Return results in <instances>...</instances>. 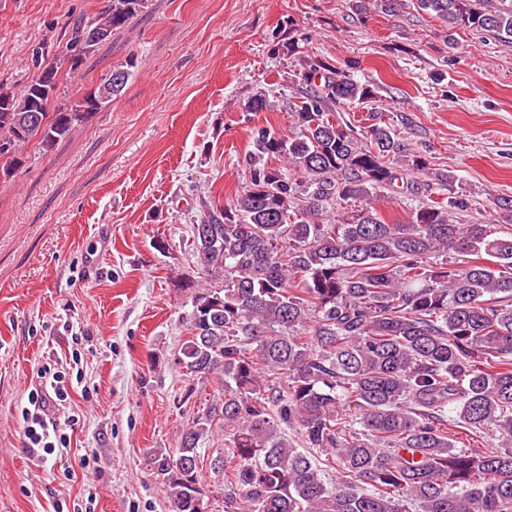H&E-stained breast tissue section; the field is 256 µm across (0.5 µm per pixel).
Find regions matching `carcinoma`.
I'll list each match as a JSON object with an SVG mask.
<instances>
[{
  "mask_svg": "<svg viewBox=\"0 0 512 512\" xmlns=\"http://www.w3.org/2000/svg\"><path fill=\"white\" fill-rule=\"evenodd\" d=\"M148 5L108 0L78 15L66 51L83 47L90 20L112 35ZM414 5L448 30L512 40V3ZM372 6L392 13L400 0L354 4L361 14ZM44 45L31 48L37 76L23 93L0 86L1 178L30 143L47 153L89 122L86 99L114 100L132 76L104 73L60 105V86L101 44L65 73ZM299 62L288 108L300 135L255 128L249 180L233 203L203 205L193 225L201 274L220 285L192 296L177 362L193 378L217 376L219 389L175 452L152 458L172 512L209 500L200 447L215 432L227 448L213 462L224 512H512V231L455 223L464 203L440 196L452 172L407 152L386 125L359 132L336 119L337 107L374 98L372 88L324 57ZM398 163L426 180L406 183L422 201L389 224L376 202L401 177ZM350 201L360 208L325 221ZM450 251L464 264L439 261ZM451 424L493 432L497 449H456Z\"/></svg>",
  "mask_w": 512,
  "mask_h": 512,
  "instance_id": "cac0c4a2",
  "label": "carcinoma"
}]
</instances>
